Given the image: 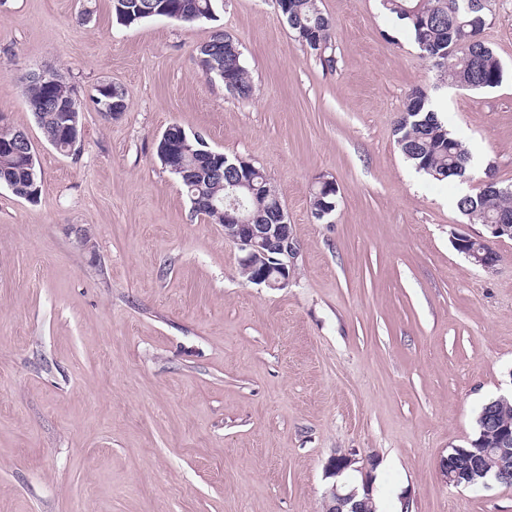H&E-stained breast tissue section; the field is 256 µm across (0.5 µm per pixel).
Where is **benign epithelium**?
I'll list each match as a JSON object with an SVG mask.
<instances>
[{
  "mask_svg": "<svg viewBox=\"0 0 512 512\" xmlns=\"http://www.w3.org/2000/svg\"><path fill=\"white\" fill-rule=\"evenodd\" d=\"M53 105L55 111L59 112V124L50 143L55 145L63 141L72 148L81 136L79 118L82 102L71 91V86L61 80L57 82ZM161 141L163 152L168 154L175 147H184L186 135L182 127L173 124L165 130ZM252 185L251 162L242 158L240 165L235 167L230 188L235 193L242 187L250 190ZM485 230L486 234L474 236L455 232L453 245L471 264L490 270L499 261V255L491 243L512 240V223L487 224ZM224 235L242 253L240 264L249 273V283L274 290L288 287L294 272L297 245L284 209L271 213L270 222L261 224L251 208L235 196L224 208ZM506 400L507 397L501 395L490 401L481 415L483 427L496 433V446L485 448L482 453L471 456L465 471L458 468L455 459L444 460L441 473L447 483L455 487H467L475 482V478L485 477L487 471L482 459L490 457L496 466V482L512 485V430L498 427L496 420V405ZM347 470L361 473V488L346 489L347 483L343 481L342 475ZM325 475L333 479V482L324 493L323 512H367L368 500L373 494L371 472L360 465V458L355 450L350 449L332 457L326 465Z\"/></svg>",
  "mask_w": 512,
  "mask_h": 512,
  "instance_id": "obj_1",
  "label": "benign epithelium"
}]
</instances>
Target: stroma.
Returning a JSON list of instances; mask_svg holds the SVG:
<instances>
[{"mask_svg": "<svg viewBox=\"0 0 512 512\" xmlns=\"http://www.w3.org/2000/svg\"><path fill=\"white\" fill-rule=\"evenodd\" d=\"M334 68L274 0H218L192 25L118 24L112 0H0V112L26 131L36 201L0 186V512H321L324 466L375 460L380 512H512V486L440 471L475 415L512 392V240L487 272L452 244L486 174L512 185V0L482 39L503 83L448 82L380 0H318ZM233 36L250 98L207 77L198 47ZM83 103L67 154L45 139L28 77ZM112 82L122 116L91 97ZM471 152L436 181L395 126L412 88ZM262 169L297 242L288 288L240 276L222 225L193 212L156 146L171 125ZM339 192L311 213L317 178ZM318 183H320L321 189H326L328 186H332L334 188V192L336 193V183L332 179L319 178ZM337 195L338 191L336 196L334 194L326 196L324 192L318 191L317 186L315 187L312 202V215L317 222H329L331 215L326 214V208H328V212L330 209H336V204H332L331 206H329V204L332 202H337Z\"/></svg>", "mask_w": 512, "mask_h": 512, "instance_id": "35a3bbf8", "label": "stroma"}]
</instances>
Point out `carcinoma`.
<instances>
[{"mask_svg":"<svg viewBox=\"0 0 512 512\" xmlns=\"http://www.w3.org/2000/svg\"><path fill=\"white\" fill-rule=\"evenodd\" d=\"M175 7L181 21L196 23L210 20L217 0H113L116 21L131 25L154 16L161 3ZM385 10L396 15L410 30L415 43L435 66L448 75L455 85L464 84L473 90L496 88L504 80L505 71L496 54L480 34L487 25V0H381ZM282 18L296 38L319 57L322 64L332 67L335 58L326 54L331 38L332 22L317 4V0H282ZM222 34L215 33L207 49L198 48L203 72L223 78L225 89L242 99L252 94V86L242 60L238 43L224 34V44L215 41ZM56 74L48 73L39 80L29 82V103L44 134H54L57 113L50 107V92ZM431 99L426 89L417 87L407 96L405 109L395 127L396 143L403 156L416 170L437 181L463 177L470 165L471 156L465 144L449 129V122L428 109ZM207 146L195 136H188L187 149L180 156L182 171L176 176L184 186L189 200L206 197L215 208L203 211L215 223H224V197L227 185L234 174L216 171L207 166L200 152ZM254 185L272 207L282 206L276 190L267 175L254 171ZM12 182L13 194L25 193L27 183L40 182L37 168L28 165L24 156L0 150V182ZM337 196L313 193L312 215L316 221L329 222L326 214L329 204ZM457 209L465 216H474L477 224H498L503 215L512 216V198L479 192L462 195L457 199Z\"/></svg>","mask_w":512,"mask_h":512,"instance_id":"carcinoma-1","label":"carcinoma"}]
</instances>
